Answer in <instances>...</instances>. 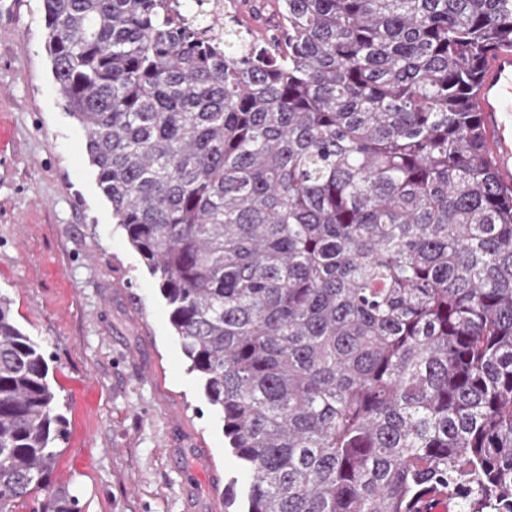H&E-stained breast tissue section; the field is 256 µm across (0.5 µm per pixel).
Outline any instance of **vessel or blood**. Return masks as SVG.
I'll return each instance as SVG.
<instances>
[{
  "label": "vessel or blood",
  "instance_id": "obj_1",
  "mask_svg": "<svg viewBox=\"0 0 512 512\" xmlns=\"http://www.w3.org/2000/svg\"><path fill=\"white\" fill-rule=\"evenodd\" d=\"M475 102L491 146L494 170L500 183L512 188V48L489 56Z\"/></svg>",
  "mask_w": 512,
  "mask_h": 512
}]
</instances>
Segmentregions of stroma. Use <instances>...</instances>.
<instances>
[{"mask_svg": "<svg viewBox=\"0 0 512 512\" xmlns=\"http://www.w3.org/2000/svg\"><path fill=\"white\" fill-rule=\"evenodd\" d=\"M41 0H0V294L42 349L82 512H214L248 474L62 106Z\"/></svg>", "mask_w": 512, "mask_h": 512, "instance_id": "stroma-1", "label": "stroma"}]
</instances>
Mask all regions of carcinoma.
Listing matches in <instances>:
<instances>
[{
	"label": "carcinoma",
	"mask_w": 512,
	"mask_h": 512,
	"mask_svg": "<svg viewBox=\"0 0 512 512\" xmlns=\"http://www.w3.org/2000/svg\"><path fill=\"white\" fill-rule=\"evenodd\" d=\"M57 91L250 475L243 512H512V190L474 88L512 0H42ZM0 296V512H81ZM259 0H249V11L251 27L264 33V39L259 42L267 45L271 38L278 34V27L282 24L280 22V13L277 9L270 8L267 4L258 2Z\"/></svg>",
	"instance_id": "1"
}]
</instances>
